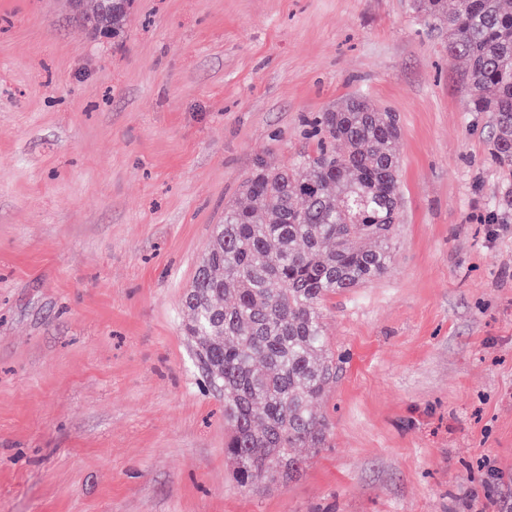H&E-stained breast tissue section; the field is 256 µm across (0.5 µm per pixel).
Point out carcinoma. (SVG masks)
Listing matches in <instances>:
<instances>
[{
    "instance_id": "1",
    "label": "carcinoma",
    "mask_w": 512,
    "mask_h": 512,
    "mask_svg": "<svg viewBox=\"0 0 512 512\" xmlns=\"http://www.w3.org/2000/svg\"><path fill=\"white\" fill-rule=\"evenodd\" d=\"M128 4L96 0L93 20L123 27ZM465 60L469 109L491 112V156L512 176V9L505 0H415ZM314 154L258 164L213 226L183 306L208 383L224 391V453L243 491L302 471L297 448L327 447L318 401L336 378L321 304L388 269L402 195L396 113L361 96L314 122Z\"/></svg>"
}]
</instances>
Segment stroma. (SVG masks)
Here are the masks:
<instances>
[{
	"instance_id": "1",
	"label": "stroma",
	"mask_w": 512,
	"mask_h": 512,
	"mask_svg": "<svg viewBox=\"0 0 512 512\" xmlns=\"http://www.w3.org/2000/svg\"><path fill=\"white\" fill-rule=\"evenodd\" d=\"M414 0H0V512H512V216L493 115ZM361 95L395 112L379 279L323 303L329 447L250 492L184 291L258 163ZM108 1L109 0H97L94 4V11L92 16L97 26H112V28L99 29V35L103 38H108L111 34L115 35L120 32L123 27L128 4L130 2L129 0H125L129 2L123 5H119L118 3H114V0H110L112 7L111 15L107 7Z\"/></svg>"
}]
</instances>
